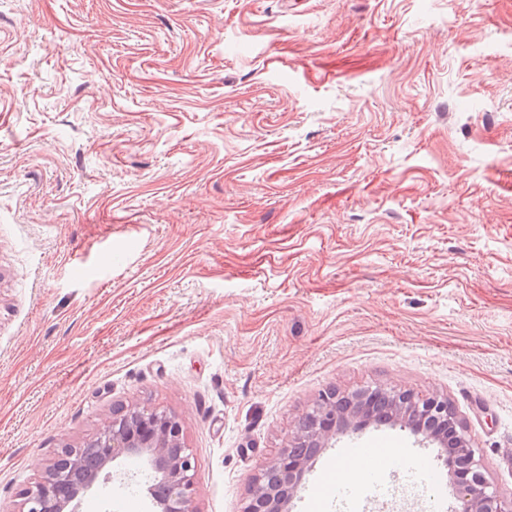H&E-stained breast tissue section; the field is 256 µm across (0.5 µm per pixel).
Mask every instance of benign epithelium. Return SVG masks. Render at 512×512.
Returning <instances> with one entry per match:
<instances>
[{
    "label": "benign epithelium",
    "mask_w": 512,
    "mask_h": 512,
    "mask_svg": "<svg viewBox=\"0 0 512 512\" xmlns=\"http://www.w3.org/2000/svg\"><path fill=\"white\" fill-rule=\"evenodd\" d=\"M387 413L375 407L372 392L359 388L323 393L302 413L281 450L265 459L242 512H288L309 463L337 436L384 421L421 434L448 456L450 478L460 498L459 512H512L476 458L460 416L438 394L409 390L384 392ZM96 459L86 463L66 446L45 475L21 493L20 512H79L82 496L117 459H136L149 470L143 482L149 512H195L192 508L194 459L186 448L178 415L130 407L110 418L94 444Z\"/></svg>",
    "instance_id": "benign-epithelium-1"
}]
</instances>
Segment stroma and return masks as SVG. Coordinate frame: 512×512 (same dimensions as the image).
Returning <instances> with one entry per match:
<instances>
[{"label": "stroma", "instance_id": "stroma-1", "mask_svg": "<svg viewBox=\"0 0 512 512\" xmlns=\"http://www.w3.org/2000/svg\"><path fill=\"white\" fill-rule=\"evenodd\" d=\"M360 387L447 396L512 499V0H0V512L123 406L241 512ZM380 436L364 512H427L440 448ZM416 470L422 477L425 489L429 494L428 499L431 509L440 510L442 503L437 493V491H441L438 473L426 462H421Z\"/></svg>", "mask_w": 512, "mask_h": 512}]
</instances>
